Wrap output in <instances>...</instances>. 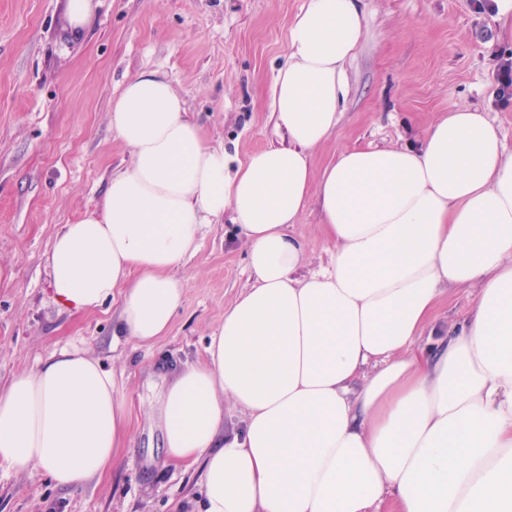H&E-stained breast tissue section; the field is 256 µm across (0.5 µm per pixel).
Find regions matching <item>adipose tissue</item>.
<instances>
[{
    "label": "adipose tissue",
    "mask_w": 512,
    "mask_h": 512,
    "mask_svg": "<svg viewBox=\"0 0 512 512\" xmlns=\"http://www.w3.org/2000/svg\"><path fill=\"white\" fill-rule=\"evenodd\" d=\"M363 0H307L270 110L284 147L229 171L165 74L113 99L131 159L98 208L48 254L56 304L119 299L118 327L152 346L184 287L173 271L232 210L254 284L200 364L174 370L164 448L200 464L202 512H512V156L477 109L457 107L419 146L341 152L321 174L364 35ZM317 193L331 259L308 269L291 232ZM473 289L467 317L424 338L439 296ZM246 415L221 440L224 404ZM130 432L117 381L64 346L0 388V465L79 489L116 467Z\"/></svg>",
    "instance_id": "1"
}]
</instances>
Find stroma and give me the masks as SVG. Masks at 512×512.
I'll list each match as a JSON object with an SVG mask.
<instances>
[{"instance_id": "1", "label": "stroma", "mask_w": 512, "mask_h": 512, "mask_svg": "<svg viewBox=\"0 0 512 512\" xmlns=\"http://www.w3.org/2000/svg\"><path fill=\"white\" fill-rule=\"evenodd\" d=\"M306 0H99L82 34L65 0H0V384L57 347L87 350L114 373L131 429L117 469L80 489L56 486L42 469L0 466V512H197L201 471L168 463L150 419L174 367L202 362L209 341L252 282L247 247L232 219L210 225L176 271L183 305L167 336L144 348L116 333L120 302L74 314L54 302L47 257L62 225L95 210L112 175L130 160L109 120L122 85L165 73L224 147L230 168L282 145L269 110L288 52L290 24ZM366 31L346 66L339 122L313 156L314 172L344 150L417 143L451 107L487 112L512 154V101L496 96L498 57L512 54V0H364ZM311 266L330 246L317 199L292 228ZM472 290L444 292L437 330L464 318Z\"/></svg>"}]
</instances>
